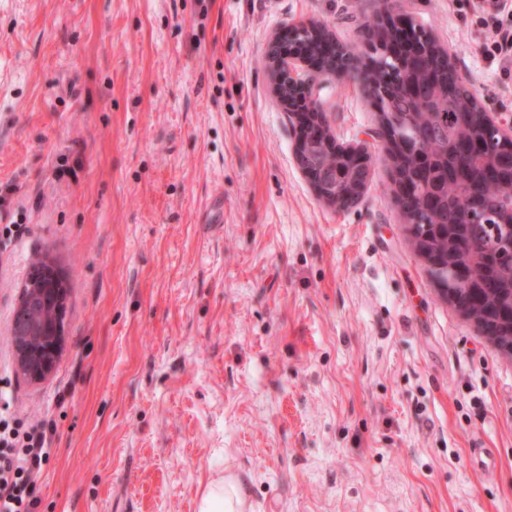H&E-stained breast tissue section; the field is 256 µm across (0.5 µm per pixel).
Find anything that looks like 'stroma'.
<instances>
[{
  "mask_svg": "<svg viewBox=\"0 0 512 512\" xmlns=\"http://www.w3.org/2000/svg\"><path fill=\"white\" fill-rule=\"evenodd\" d=\"M486 111L512 117L455 0H403ZM364 0H0V382L53 421L37 512H512V357L439 294L396 202L379 113L319 90L372 156L339 212L273 93L301 21L360 45ZM66 276L54 372L8 332L32 260ZM485 463H471L473 449ZM248 507L239 478L219 473L199 495L196 512H246Z\"/></svg>",
  "mask_w": 512,
  "mask_h": 512,
  "instance_id": "35a3bbf8",
  "label": "stroma"
}]
</instances>
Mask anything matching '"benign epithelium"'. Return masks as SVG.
Masks as SVG:
<instances>
[{
    "instance_id": "benign-epithelium-1",
    "label": "benign epithelium",
    "mask_w": 512,
    "mask_h": 512,
    "mask_svg": "<svg viewBox=\"0 0 512 512\" xmlns=\"http://www.w3.org/2000/svg\"><path fill=\"white\" fill-rule=\"evenodd\" d=\"M396 7V0H387L384 16L388 20L383 22V28H369L363 33L364 40L379 44L387 56L398 49L401 33L411 34L413 19L395 14ZM308 31H313V25L302 23L273 37L267 46V50L278 52L277 56L268 59L273 86L286 80L295 88L294 96L279 99L294 124L295 155L314 148V142L320 140L326 151L342 153L350 166L368 170L370 161L364 148L343 145L335 139H320V132L330 124L321 102L315 97V84L336 79L341 67L333 41L323 43L322 50L315 55L298 50L301 38ZM481 119L485 135L474 143V151L481 156L512 161V121L504 122L485 111L481 113ZM301 171L329 207L344 210L342 194L336 190V185L319 178L314 170L303 167ZM38 261L43 263V271L28 277L21 286L9 327L16 367L22 376L33 382L43 381L53 373L64 349L67 299L65 281L53 259L45 254Z\"/></svg>"
}]
</instances>
